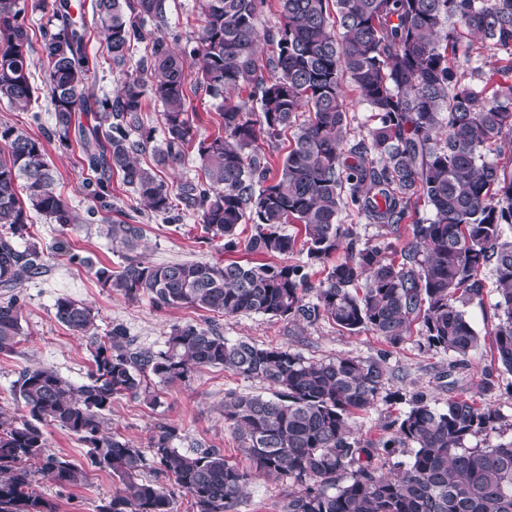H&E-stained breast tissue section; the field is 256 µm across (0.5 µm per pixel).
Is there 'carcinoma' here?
<instances>
[{
	"mask_svg": "<svg viewBox=\"0 0 512 512\" xmlns=\"http://www.w3.org/2000/svg\"><path fill=\"white\" fill-rule=\"evenodd\" d=\"M279 24L260 30L268 0H202L195 45L180 53L169 27L168 0H94L112 63L124 66L146 25L156 30L150 52L114 97L90 100L95 75L86 28L70 15V0H34L59 22L42 36L45 87L52 110L46 139L81 147L95 174L93 195H110L112 174L133 189L146 210L194 217L203 231L238 247L237 228L255 224L249 253L286 257L303 226L307 265L328 268L314 285L303 265L181 261L150 264L137 254L142 224L103 216L112 245L124 251L121 269L101 265L102 288L129 301L148 298L158 309L189 305L224 317L262 314L313 325L329 320L349 331L367 330L396 344L412 323L430 347L459 361L479 343L464 307L482 296L479 270L494 264L498 319L491 355L512 374V175L486 159L490 148L512 147V0H276ZM507 55L481 86L462 83L473 62V39ZM269 46L259 64L260 43ZM32 43L20 0H0V100L32 110L39 88L30 79ZM197 66L195 85L186 68ZM163 106L162 146L155 165L182 163L193 143L188 92L214 99L251 87L248 101L218 106L224 133L198 141L202 174L170 186L137 156L153 140L144 127V76ZM373 112L374 124L348 137L344 86ZM95 123L79 125L76 112ZM258 112L252 117V112ZM293 130L276 171L265 148ZM429 215L415 219L418 206ZM352 211L401 242L392 258L379 245H359L341 214ZM60 227L80 223L56 190L44 143L0 122V354L21 335L17 288L42 273L45 253L27 237L31 212ZM316 301H305L308 292ZM53 316L86 339L93 364L88 382L75 385L45 367L24 370L15 394L29 418L0 412V512H58L36 490L37 477L60 488L82 486L87 468L106 471L121 488L97 512H174L167 478L191 499L192 512H238L255 475L286 477L300 489L287 512H512V441L469 445L502 428L492 406L464 395L443 405L416 394L395 433L377 442L354 435L351 415L371 408L388 380L382 360H310L287 347L230 342L219 327L172 328L167 349L137 344L114 321L104 335L87 304L56 298ZM201 366L222 367L273 388L272 395H224V422L249 466L224 451L199 445L190 454L172 446L176 430L157 426L149 448L102 434L112 400L125 396L158 403L150 380L174 383ZM67 430L91 445L88 467L48 450L44 426ZM409 461L381 472L395 448Z\"/></svg>",
	"mask_w": 512,
	"mask_h": 512,
	"instance_id": "obj_1",
	"label": "carcinoma"
}]
</instances>
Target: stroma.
Segmentation results:
<instances>
[{"label": "stroma", "mask_w": 512, "mask_h": 512, "mask_svg": "<svg viewBox=\"0 0 512 512\" xmlns=\"http://www.w3.org/2000/svg\"><path fill=\"white\" fill-rule=\"evenodd\" d=\"M73 2L75 19L86 26L89 58L96 69L89 92L97 99L113 96L122 84L125 70L114 65L108 56L104 36L93 18L92 0ZM45 148L57 174L58 192L78 214L99 208V200L86 186L88 172L82 164L79 146L66 150L50 141ZM111 187L112 218L129 215L145 226L144 245L139 251L143 260L153 264L253 261V254L245 249L228 252L222 239H205L191 215L167 220L147 212L120 177H113ZM29 233L31 240L43 248L46 266L43 274L22 283V336L13 355H0V412L5 416L19 419L28 413L12 394L14 382L26 368H52L76 385L87 380L92 356L86 340L73 335L53 317V304L60 295L91 305L99 330H106L112 322H122L137 343L156 350L164 349L173 326L201 324L208 318L207 312L186 305L159 309L148 299L129 301L101 288L94 266L102 264L116 270L122 265L123 257L98 225L76 224L64 229L37 214ZM480 277L486 285L484 294L465 307L480 340L477 348L461 362L442 350L427 347L415 329L399 343L392 344L372 332L351 333L326 320L306 325L248 313L222 317L218 323L225 338L232 342L248 340L260 345L286 346L314 359L346 356L383 359L388 373L385 395L350 420L355 435L361 439L374 441L384 436L385 426L409 410L416 393H425L442 404L448 397L462 392L479 405L494 406L503 416L500 430L476 438L477 443L494 445L512 440V373L491 359L490 334L496 324L493 305L497 300L492 266H484ZM263 389L262 383L224 369L200 367L186 381L158 384L156 406L149 407L126 397L114 399L105 430L119 440L144 448L157 426L167 423L178 429L172 445L180 452H192L200 442L213 444L223 448L229 460L243 466L247 459L232 429L224 422V395L230 391ZM118 486L117 479L99 470L91 472L86 485L70 489H59L45 478L39 481L40 491L57 503L58 512H95L100 501L112 495ZM292 489L288 478L257 477L239 512H286Z\"/></svg>", "instance_id": "obj_1"}]
</instances>
